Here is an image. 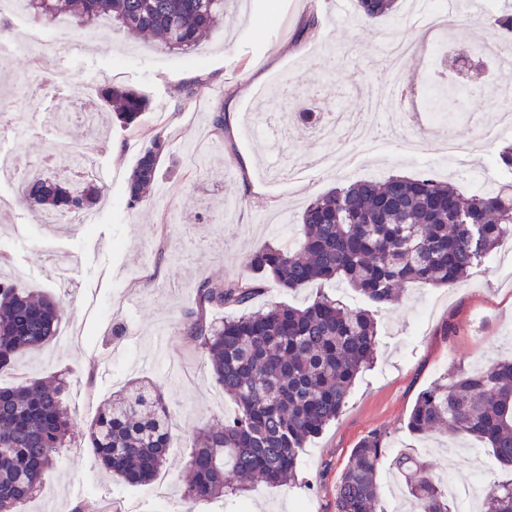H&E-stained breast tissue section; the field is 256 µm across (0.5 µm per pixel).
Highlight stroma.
I'll use <instances>...</instances> for the list:
<instances>
[{
	"label": "stroma",
	"mask_w": 512,
	"mask_h": 512,
	"mask_svg": "<svg viewBox=\"0 0 512 512\" xmlns=\"http://www.w3.org/2000/svg\"><path fill=\"white\" fill-rule=\"evenodd\" d=\"M309 8L304 0H229L224 26L197 50L200 66L182 55L144 42L133 43L114 27L96 41L78 42L74 56L46 47L40 59L16 51L18 39L41 31L40 23L10 20L0 30V111L29 116L21 136L0 133V154L40 159L51 139L61 136L76 150L95 153L104 195L91 228L47 226L29 210L0 213V252L24 266V285L52 293L63 305L62 324L74 331L72 343H50L18 358L14 382L28 377H66L63 398L71 419L70 441L45 475L42 488L23 512H169L179 502L189 459V436L223 421L233 402L210 376L198 341L184 336L182 321L195 307L198 281L248 278L249 256L267 244L295 238L297 215L333 188L385 174H426L471 194L512 180L491 157L512 143V105L497 89L512 88V57L476 54L475 67L458 76L461 95L453 123L436 121L428 92L439 69L441 48L476 49L492 36L487 13H449L436 4L437 31L413 17L407 0L397 13L363 23L353 0H320L324 16L336 11L312 37L297 39ZM413 46L411 60H394L385 50L391 39ZM335 70H325L326 54ZM50 71L47 84L14 87L13 76ZM204 83L193 106H181L175 88L193 77ZM415 86L413 112L420 124L402 125L401 136L381 149L352 150L339 166L309 173L286 184L267 182L266 171H285L326 149L314 126L302 122L301 108L316 101L322 112H352L366 121L353 95L355 86H377L396 79ZM130 86L150 102L137 129L112 126L105 139L90 137L73 123L59 129L58 106L84 110L99 102L98 89ZM223 108L228 128L216 135L214 108ZM272 115L278 145L253 135L256 114ZM161 134L169 150L161 175L146 201L127 209V177L151 136ZM426 142V159L404 146L405 138ZM454 138L462 152L442 163L440 147ZM65 264L72 289L57 287L50 261ZM380 344L369 369L356 380L336 419L304 449L299 480L281 488L261 487L244 497L202 503L203 512H335L336 482L358 440L374 430L387 435V452L410 448L437 474L465 481L500 478L491 451L475 440L421 439L406 428L418 393L454 368L475 370L512 357V238L474 266L452 288L419 283L407 286L399 301L377 316ZM455 333H447L446 323ZM134 380L160 387L172 412V436L165 463L152 483L131 485L108 476L94 458L86 429L113 393Z\"/></svg>",
	"instance_id": "35a3bbf8"
}]
</instances>
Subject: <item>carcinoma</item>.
Returning a JSON list of instances; mask_svg holds the SVG:
<instances>
[{
  "label": "carcinoma",
  "instance_id": "carcinoma-1",
  "mask_svg": "<svg viewBox=\"0 0 512 512\" xmlns=\"http://www.w3.org/2000/svg\"><path fill=\"white\" fill-rule=\"evenodd\" d=\"M226 0H14L34 21L51 26L64 16L82 29L107 19L133 39L152 37L164 49L195 52L224 25ZM396 0H357L369 21L393 14ZM490 27L512 34V14L495 12ZM200 79L178 85L187 103ZM455 86L430 90L428 108L448 116ZM102 111L123 128L136 127L149 102L133 88L107 86ZM166 142L155 135L127 179L129 207L145 200L157 180ZM97 182L76 183L65 174L27 181L18 203L43 216L91 210ZM300 236L289 246L255 251L248 279L205 278L196 285L197 309L185 315L182 333L200 342L212 378L236 404L224 423L190 439L183 498L190 505L240 496L257 486L279 487L297 477L307 441L341 414L361 371L378 347L376 313L411 283L451 288L512 234V181L461 196L428 176L391 175L356 181L312 200L300 216ZM345 281L364 305L350 307L322 292L304 307L273 305L251 311L270 287L296 291ZM238 309L231 320L207 318L210 310ZM59 300L18 288L0 277V374L16 358L41 350L57 335ZM63 382L40 378L0 387V512L20 505L40 487L43 474L70 433L61 397ZM406 427L417 436L447 433L474 437L512 469V359L476 372L458 369L422 390ZM87 441L98 463L125 482L154 480L171 438V412L159 388L131 383L91 421ZM387 435L377 430L353 449L336 485L335 512H383L379 467ZM391 464L404 478L410 512H455L439 475L409 452ZM483 512H512V479L493 483Z\"/></svg>",
  "mask_w": 512,
  "mask_h": 512
}]
</instances>
